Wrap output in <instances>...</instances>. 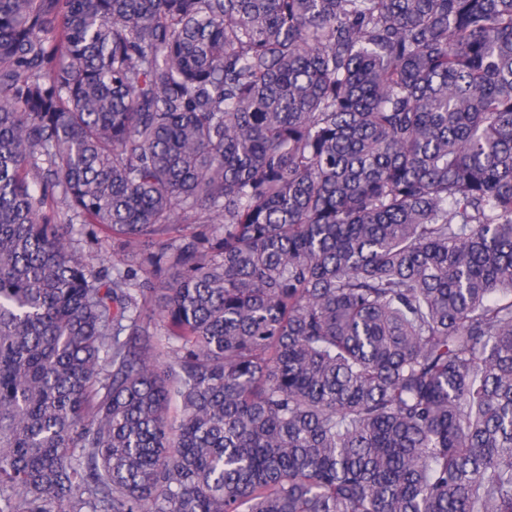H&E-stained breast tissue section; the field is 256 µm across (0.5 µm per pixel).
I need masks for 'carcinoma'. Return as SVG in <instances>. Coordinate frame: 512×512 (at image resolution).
I'll return each instance as SVG.
<instances>
[{"instance_id": "1", "label": "carcinoma", "mask_w": 512, "mask_h": 512, "mask_svg": "<svg viewBox=\"0 0 512 512\" xmlns=\"http://www.w3.org/2000/svg\"><path fill=\"white\" fill-rule=\"evenodd\" d=\"M0 512H512V0H0ZM75 228L78 230L74 234V239L76 240V244L81 248L86 254L91 255L93 258H97V253L107 257L108 260L112 263V239L103 240L101 245H95L86 237V232L88 231V227H84L81 224H76ZM98 251V252H97Z\"/></svg>"}]
</instances>
